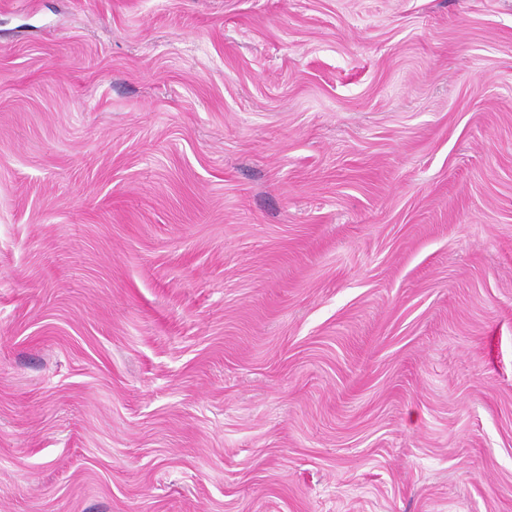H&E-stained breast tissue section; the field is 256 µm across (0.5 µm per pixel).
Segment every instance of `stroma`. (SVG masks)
<instances>
[{
	"label": "stroma",
	"instance_id": "35a3bbf8",
	"mask_svg": "<svg viewBox=\"0 0 512 512\" xmlns=\"http://www.w3.org/2000/svg\"><path fill=\"white\" fill-rule=\"evenodd\" d=\"M0 512H512V0H0Z\"/></svg>",
	"mask_w": 512,
	"mask_h": 512
}]
</instances>
